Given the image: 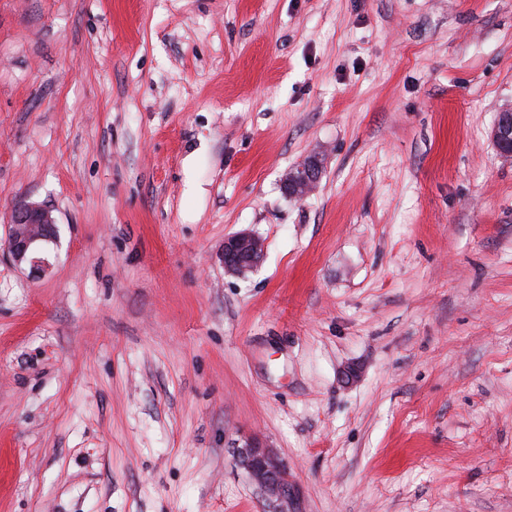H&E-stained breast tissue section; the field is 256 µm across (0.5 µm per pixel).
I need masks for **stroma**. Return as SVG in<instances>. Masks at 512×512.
Here are the masks:
<instances>
[{
	"mask_svg": "<svg viewBox=\"0 0 512 512\" xmlns=\"http://www.w3.org/2000/svg\"><path fill=\"white\" fill-rule=\"evenodd\" d=\"M510 107L512 0H0V512H269L253 438L304 512H512ZM492 138L505 157H512V109L497 113L492 127ZM323 162L318 155L309 156L297 169L298 174L288 179L286 192L291 198H299L313 189L320 181L323 172ZM56 235V223L48 207L20 201L11 214L7 250L17 265H28L33 271L43 270L46 262L39 256L38 246ZM263 251V242L255 235L247 232L232 235L224 241V269L227 273L244 277L256 270ZM239 464L272 503L276 512H303L300 490L289 479L288 466L272 448L257 439L238 455Z\"/></svg>",
	"mask_w": 512,
	"mask_h": 512,
	"instance_id": "1",
	"label": "stroma"
}]
</instances>
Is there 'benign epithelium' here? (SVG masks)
Returning <instances> with one entry per match:
<instances>
[{
    "instance_id": "7a95c632",
    "label": "benign epithelium",
    "mask_w": 512,
    "mask_h": 512,
    "mask_svg": "<svg viewBox=\"0 0 512 512\" xmlns=\"http://www.w3.org/2000/svg\"><path fill=\"white\" fill-rule=\"evenodd\" d=\"M492 138L500 154L511 158L512 109L497 113ZM297 171L298 174L286 183V192L291 198L304 196L318 184L323 172L322 159L311 155ZM55 235L56 223L48 207L20 201L12 210L7 250L16 264L40 271L45 259L39 256L38 246ZM263 251V242L255 235L247 232L232 235L224 241V269L243 277L256 270ZM238 462L272 503L274 512H303L300 490L289 479L288 466L273 449L254 439L239 453Z\"/></svg>"
}]
</instances>
